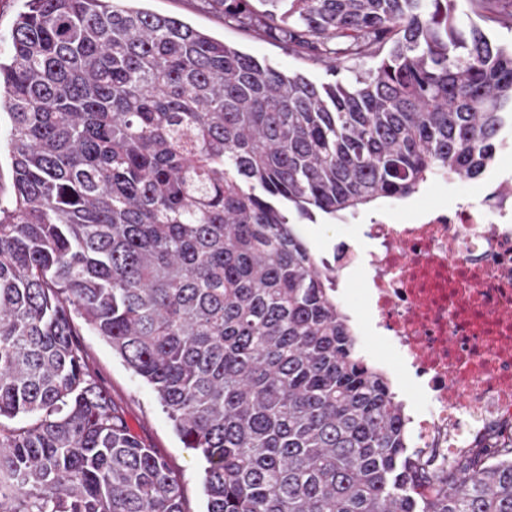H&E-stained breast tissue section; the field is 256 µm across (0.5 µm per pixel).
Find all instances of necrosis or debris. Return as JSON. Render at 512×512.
I'll return each instance as SVG.
<instances>
[{
  "instance_id": "necrosis-or-debris-1",
  "label": "necrosis or debris",
  "mask_w": 512,
  "mask_h": 512,
  "mask_svg": "<svg viewBox=\"0 0 512 512\" xmlns=\"http://www.w3.org/2000/svg\"><path fill=\"white\" fill-rule=\"evenodd\" d=\"M364 235L373 250L346 248L335 267L372 268L368 312L428 388L429 410L410 418L424 467L491 458L512 442V196L391 207Z\"/></svg>"
}]
</instances>
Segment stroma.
Masks as SVG:
<instances>
[{
  "label": "stroma",
  "mask_w": 512,
  "mask_h": 512,
  "mask_svg": "<svg viewBox=\"0 0 512 512\" xmlns=\"http://www.w3.org/2000/svg\"><path fill=\"white\" fill-rule=\"evenodd\" d=\"M147 6L158 13L182 17L281 71H300L316 80L325 77L321 66L292 51L286 43L225 25L223 13L209 8L206 0H148ZM510 173L512 147L500 150L488 177L477 181H457L451 185L434 184L424 193L423 199L435 205L448 206L454 204L461 194L480 196L490 185L493 175ZM78 329L80 350L98 382L111 400L124 410L131 428L147 445L164 456L178 475L187 512H204L207 498L202 483L203 462L197 452L184 447L151 388L124 365L103 338L86 324H79Z\"/></svg>",
  "instance_id": "1"
}]
</instances>
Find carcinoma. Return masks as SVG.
Returning a JSON list of instances; mask_svg holds the SVG:
<instances>
[{
	"mask_svg": "<svg viewBox=\"0 0 512 512\" xmlns=\"http://www.w3.org/2000/svg\"><path fill=\"white\" fill-rule=\"evenodd\" d=\"M140 2L26 0L0 59V512H185L78 319L203 457L206 512H512V449L418 465L297 229L491 168L512 0H210L323 81Z\"/></svg>",
	"mask_w": 512,
	"mask_h": 512,
	"instance_id": "cac0c4a2",
	"label": "carcinoma"
}]
</instances>
